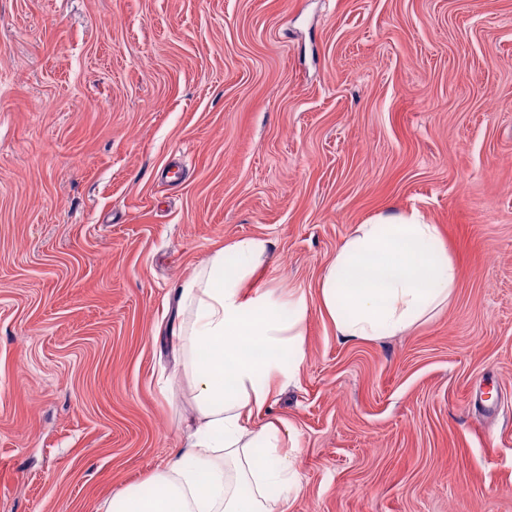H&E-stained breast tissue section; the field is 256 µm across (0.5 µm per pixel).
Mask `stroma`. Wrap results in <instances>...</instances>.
<instances>
[{"label":"stroma","instance_id":"1","mask_svg":"<svg viewBox=\"0 0 512 512\" xmlns=\"http://www.w3.org/2000/svg\"><path fill=\"white\" fill-rule=\"evenodd\" d=\"M389 206L456 286L346 340L318 283ZM248 236L309 301L266 412L290 512H512V0H0V512H105L175 458L176 290Z\"/></svg>","mask_w":512,"mask_h":512}]
</instances>
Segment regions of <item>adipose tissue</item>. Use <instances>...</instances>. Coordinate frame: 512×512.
I'll return each instance as SVG.
<instances>
[{"instance_id": "ef3b65f1", "label": "adipose tissue", "mask_w": 512, "mask_h": 512, "mask_svg": "<svg viewBox=\"0 0 512 512\" xmlns=\"http://www.w3.org/2000/svg\"><path fill=\"white\" fill-rule=\"evenodd\" d=\"M268 251L266 239H238L182 283L171 336L194 423L178 457L152 475L153 492L128 486L110 512H289L288 430L264 413L303 366L308 300L258 285ZM455 283L437 225L389 208L355 226L318 292L339 336L374 339L433 318Z\"/></svg>"}]
</instances>
